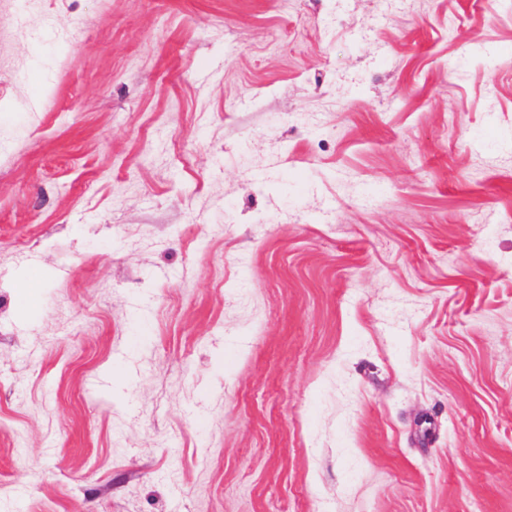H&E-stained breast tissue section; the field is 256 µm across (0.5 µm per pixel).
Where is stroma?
<instances>
[{
  "label": "stroma",
  "mask_w": 512,
  "mask_h": 512,
  "mask_svg": "<svg viewBox=\"0 0 512 512\" xmlns=\"http://www.w3.org/2000/svg\"><path fill=\"white\" fill-rule=\"evenodd\" d=\"M0 512H512V0H0Z\"/></svg>",
  "instance_id": "35a3bbf8"
}]
</instances>
